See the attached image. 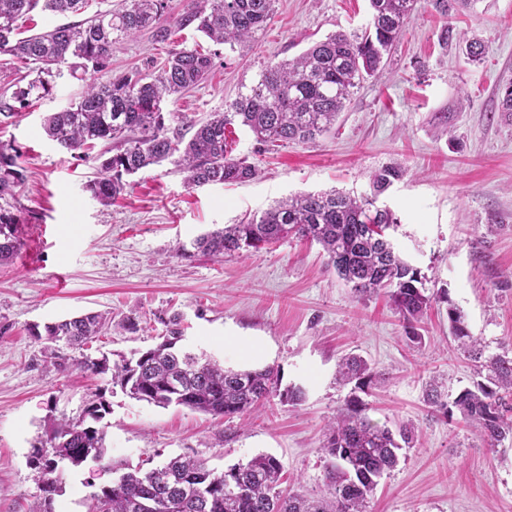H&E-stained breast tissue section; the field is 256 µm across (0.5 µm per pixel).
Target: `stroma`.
I'll list each match as a JSON object with an SVG mask.
<instances>
[{
    "mask_svg": "<svg viewBox=\"0 0 512 512\" xmlns=\"http://www.w3.org/2000/svg\"><path fill=\"white\" fill-rule=\"evenodd\" d=\"M369 0H276L258 38L233 52L188 28L173 44L143 31L112 53L110 73L160 66L170 48L203 45L211 76L171 104L193 122L224 111L264 65L292 59L328 34L358 33ZM453 38L441 44L444 26ZM481 46L472 58L469 42ZM512 80V0H472L443 16L417 0L381 78L354 88L330 132L308 144L259 149L245 127L228 135L232 156L248 158L254 178L190 187L166 163L130 176L112 205L85 188L95 171L50 141L43 120L77 99L83 83L57 78L51 96L0 123V144L20 149L24 180L0 207L20 219L24 246L0 266V512H42L34 480L35 447L61 421H77L95 395L111 412L106 455L68 469L54 512H87L89 480L109 468L156 466L177 454L216 471L258 454L277 457L284 479L305 496L324 490L325 427L349 389L336 379L341 358L356 354L380 378L367 397L377 423L417 428L371 512H512V449L491 454L464 424L432 413L430 380L449 392L469 386V362L448 332L456 307L488 353L512 350V117L497 110L498 87ZM403 169L379 196L398 220L390 235L431 291L445 290L410 343L386 296L355 298L317 244L286 238L244 257L176 256V243L237 224L300 193L363 194L372 174ZM89 312L118 325L73 349L56 343L67 368L52 365L31 327ZM180 315L183 344L233 369L275 366L283 386H301L298 406L272 398L250 418L227 420L187 408L159 407L113 389L110 373L76 369L88 355L116 360L155 345L164 321ZM135 317L136 330L120 321Z\"/></svg>",
    "mask_w": 512,
    "mask_h": 512,
    "instance_id": "obj_1",
    "label": "stroma"
}]
</instances>
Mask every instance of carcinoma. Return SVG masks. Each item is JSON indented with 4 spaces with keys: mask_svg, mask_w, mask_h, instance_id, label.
Listing matches in <instances>:
<instances>
[{
    "mask_svg": "<svg viewBox=\"0 0 512 512\" xmlns=\"http://www.w3.org/2000/svg\"><path fill=\"white\" fill-rule=\"evenodd\" d=\"M90 2L0 0V57L25 62L33 74L26 84L16 85L11 96L0 95V116L13 118L51 95L64 67L72 76L79 70L89 75L76 101L45 118L44 131L60 148L85 158L100 142L116 144V151L101 160L96 176L86 184L93 197L109 204L123 193L125 177L165 161L175 165L192 187L251 178L256 167L245 158L231 157L227 150L226 128L236 120L267 148L309 143L329 132L352 90L362 80L382 75L416 0H369L370 20L362 33L337 31L292 60L265 65L225 111L213 113L204 123L188 124V139L181 129L168 127L177 115L167 106L206 79L214 67L211 54L181 48L171 51L156 72L136 69L106 80L96 74L108 69L118 45L142 30L153 31L155 40L165 43L192 26L233 52L264 29L275 0H188L184 12L171 22L165 18L167 0H121L118 8L97 10L81 21L38 34L29 36L24 29L37 9L66 16L86 11ZM20 158L14 147L0 145V198L14 195L23 180ZM401 176L397 167L379 170L371 178L369 196L334 189L278 201L258 218L208 231L188 245L178 244L176 255L222 258L257 252L290 236L314 241L355 297L388 294L405 323L407 340L419 344L423 336L417 324L432 303L448 301V293L429 291L421 271L401 258L390 240L397 218L376 202ZM19 224L17 215L0 211V264L20 254ZM448 320L454 342L475 363L477 379L446 402L433 379L426 389L427 402L450 421L460 416L494 452L512 442V356L486 354V345L471 335L451 304ZM110 323L106 314L88 313L47 324L42 331L36 326L31 336L37 342L63 341L80 349ZM164 324L167 335L152 348L113 364L105 357H85L76 366L92 374L112 370V386L133 399L227 419L248 414L274 396L293 405L302 400L301 388H281L278 368H225L178 347V317ZM339 375L352 388L324 431L327 464L320 497L280 491L283 466L269 454L220 473L199 459L177 455L156 467L153 480L139 466L121 473L118 487L89 484V512H144L147 493L154 498V512H369L379 480L397 467L399 451L411 447L415 427L401 424L393 430L369 417L362 395L379 374L365 360L342 359ZM108 413L109 405L99 395L85 410L91 422L54 426L34 456L36 483L49 482L57 490L67 466L102 458L106 431L97 421Z\"/></svg>",
    "mask_w": 512,
    "mask_h": 512,
    "instance_id": "carcinoma-1",
    "label": "carcinoma"
}]
</instances>
